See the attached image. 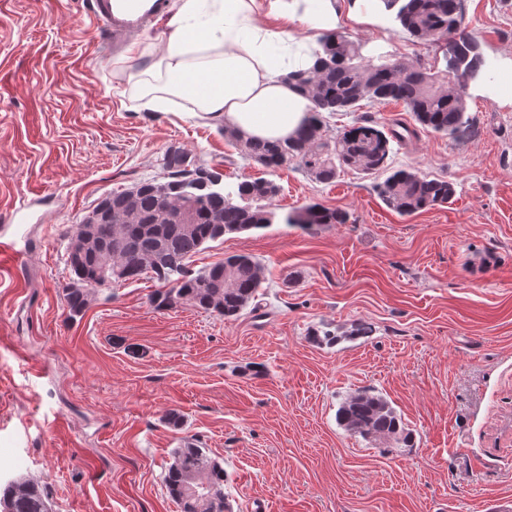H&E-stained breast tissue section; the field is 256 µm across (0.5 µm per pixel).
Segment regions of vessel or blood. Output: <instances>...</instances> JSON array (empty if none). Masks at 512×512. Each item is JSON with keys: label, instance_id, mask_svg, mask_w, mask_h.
Segmentation results:
<instances>
[{"label": "vessel or blood", "instance_id": "vessel-or-blood-1", "mask_svg": "<svg viewBox=\"0 0 512 512\" xmlns=\"http://www.w3.org/2000/svg\"><path fill=\"white\" fill-rule=\"evenodd\" d=\"M162 9L161 0H154L147 8L139 0H91L90 14L108 41L118 42L136 33Z\"/></svg>", "mask_w": 512, "mask_h": 512}]
</instances>
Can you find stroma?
<instances>
[{
	"label": "stroma",
	"mask_w": 512,
	"mask_h": 512,
	"mask_svg": "<svg viewBox=\"0 0 512 512\" xmlns=\"http://www.w3.org/2000/svg\"><path fill=\"white\" fill-rule=\"evenodd\" d=\"M351 7L336 0V27L364 53L444 68L394 13L355 20ZM462 7L488 75L466 86L474 134L422 129L387 159L452 182V203L402 216L375 176L325 184L283 169L278 220L191 263L253 256L255 307L234 320L159 311L144 278L95 292L73 319L69 232L102 197L162 178L173 146L228 188L265 171L223 124L141 107L131 77L162 55L164 24L113 50L89 0H0V225L32 202L20 259L0 271V481L33 479L54 512H178L163 475L191 437L222 463L230 512H487L512 499V0ZM360 114L412 121L382 102L328 117V133ZM310 202L349 220L284 224ZM358 322L371 335L342 339ZM363 389L395 408L412 446L386 452L339 425Z\"/></svg>",
	"instance_id": "35a3bbf8"
}]
</instances>
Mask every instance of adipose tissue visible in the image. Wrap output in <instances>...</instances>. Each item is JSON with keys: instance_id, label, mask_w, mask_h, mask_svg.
<instances>
[{"instance_id": "1", "label": "adipose tissue", "mask_w": 512, "mask_h": 512, "mask_svg": "<svg viewBox=\"0 0 512 512\" xmlns=\"http://www.w3.org/2000/svg\"><path fill=\"white\" fill-rule=\"evenodd\" d=\"M165 51L140 79L145 107L165 111L188 103L190 114L216 120L243 137L284 139L311 107L286 75L311 64L310 54L290 55L288 24L332 29L335 0H172Z\"/></svg>"}]
</instances>
